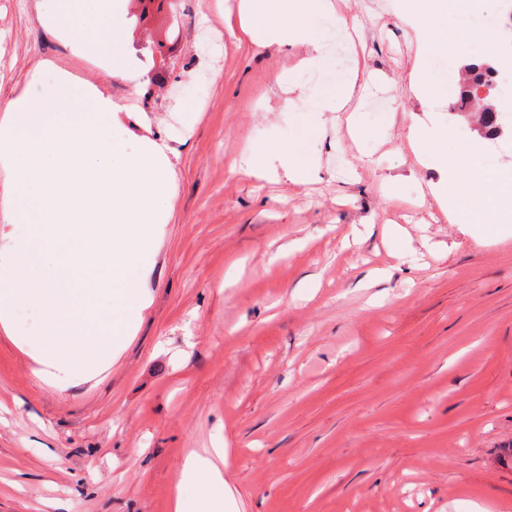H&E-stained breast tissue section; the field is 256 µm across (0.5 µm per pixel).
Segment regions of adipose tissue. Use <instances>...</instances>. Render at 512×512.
I'll list each match as a JSON object with an SVG mask.
<instances>
[{
	"mask_svg": "<svg viewBox=\"0 0 512 512\" xmlns=\"http://www.w3.org/2000/svg\"><path fill=\"white\" fill-rule=\"evenodd\" d=\"M493 0H403L404 14L418 28L416 80L429 98L444 100L448 86L433 73L431 62L460 43H479L483 54L472 63L512 64V47H505L497 26L484 24L449 32L448 6L486 12ZM45 24L60 37L100 56L109 70H125L129 57L123 36L125 0H40ZM330 18L334 29L350 36L347 17L336 14L331 0H241L243 32L259 44L300 45L305 49L295 67L298 73L329 76L311 105L294 138L288 143L259 141L251 144L234 169L258 179L282 177L295 185L314 180L321 169L319 144L325 132L323 116L344 109L354 96L360 78L357 67L337 76L334 48L320 21ZM409 144L414 154L434 169L439 179L431 193L458 223L471 224L480 233L496 235L512 223V171H491L483 163L482 138L455 124L413 122ZM199 454H190L183 467V488L192 485L193 496L177 491L173 512H224V473Z\"/></svg>",
	"mask_w": 512,
	"mask_h": 512,
	"instance_id": "obj_1",
	"label": "adipose tissue"
}]
</instances>
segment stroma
Masks as SVG:
<instances>
[{
    "label": "stroma",
    "instance_id": "35a3bbf8",
    "mask_svg": "<svg viewBox=\"0 0 512 512\" xmlns=\"http://www.w3.org/2000/svg\"><path fill=\"white\" fill-rule=\"evenodd\" d=\"M332 2L356 29L337 74L355 57L374 80L326 113L319 179L299 187L231 170L289 140L318 88L284 82L298 48L240 38L239 0H127L122 75L46 28L39 0H0V108L64 72L131 107L132 150L196 114L112 368L42 379L0 332V512H172L187 456L217 448L227 512H512V233L478 240L429 193L409 127L457 114L429 112L399 0ZM352 109L381 139L351 137Z\"/></svg>",
    "mask_w": 512,
    "mask_h": 512
}]
</instances>
